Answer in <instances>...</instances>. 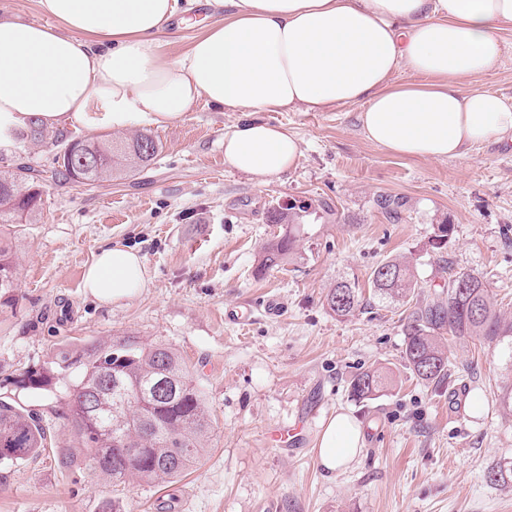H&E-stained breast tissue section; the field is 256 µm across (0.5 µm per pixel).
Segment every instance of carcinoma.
Listing matches in <instances>:
<instances>
[{
  "label": "carcinoma",
  "instance_id": "obj_1",
  "mask_svg": "<svg viewBox=\"0 0 512 512\" xmlns=\"http://www.w3.org/2000/svg\"><path fill=\"white\" fill-rule=\"evenodd\" d=\"M158 143L147 134L130 141L106 136L75 139L56 158L50 175L28 166L0 169V225L20 218L33 223L49 180L92 185L112 178L119 166L135 167L151 161ZM452 225L434 227L431 245L447 247ZM296 239L285 235L265 247L256 274L282 265ZM370 281L380 303L404 301L418 287L409 265L386 261L377 265ZM17 262L12 243L0 238V306L13 303ZM328 308L340 317L361 310L364 297L356 282L341 281L325 297ZM405 366L429 386L451 376L446 343L450 339L481 337L500 346L512 362V324L504 321L490 298V286L471 273L448 277L446 289L432 301L412 307L403 325ZM65 386L63 415L71 433L82 443L57 448L58 465L73 476L95 474L117 482H168L182 476L203 456L210 423L203 392L185 362L172 347L145 344L136 336L109 341L89 340L61 349L45 368L28 371L19 380L24 389L51 392ZM357 401L377 398L381 375L364 371L349 382ZM46 448V432L39 419L11 398H0V464L19 463ZM491 482L512 485V462L499 463L488 472Z\"/></svg>",
  "mask_w": 512,
  "mask_h": 512
}]
</instances>
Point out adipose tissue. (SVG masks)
<instances>
[{
  "label": "adipose tissue",
  "mask_w": 512,
  "mask_h": 512,
  "mask_svg": "<svg viewBox=\"0 0 512 512\" xmlns=\"http://www.w3.org/2000/svg\"><path fill=\"white\" fill-rule=\"evenodd\" d=\"M47 24L0 17V144L35 123L116 132L170 126L198 102L246 113L224 133V162L258 181L280 176L299 141L268 112L360 106L370 142L403 157L448 159L512 140V99L464 80L495 72L512 0H37ZM206 8L203 34L175 54L160 37ZM409 68L418 79L396 85ZM148 283L139 251L102 248L83 286L118 304ZM364 447L360 422L336 413L316 448L329 472Z\"/></svg>",
  "instance_id": "ef3b65f1"
}]
</instances>
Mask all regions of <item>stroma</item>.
<instances>
[{
    "mask_svg": "<svg viewBox=\"0 0 512 512\" xmlns=\"http://www.w3.org/2000/svg\"><path fill=\"white\" fill-rule=\"evenodd\" d=\"M356 106L270 112L295 134L294 169L258 182L224 163V132L237 112L198 103L176 124L155 130L157 157L93 186L49 182L36 223L16 241L14 307L0 310V396L40 415L51 445L0 464V512H512V486L488 479L512 462V411L498 401L512 375L499 346L478 338L448 344L449 385L433 390L406 368L402 303L376 304L342 319L325 305L337 281L358 282L385 260L409 262L417 300H432L452 273L491 285L492 302L512 322V142L487 141L444 160L406 158L368 141ZM85 128L47 131L40 141L0 148V166L49 170L60 142L100 137ZM398 199L388 216L380 198ZM309 203L293 224L271 210ZM453 232L444 253L433 228ZM296 237L288 262L254 274L264 247ZM121 243L145 258L149 282L134 299L102 305L83 288L98 250ZM277 296L281 308L263 305ZM246 307L252 320L228 321ZM132 335L174 348L194 372L211 424L208 448L170 483L124 484L86 475L73 480L55 460L77 447L55 395L17 387L57 348ZM379 370L391 384L355 401L348 384ZM463 411L448 416L457 393ZM361 422L358 459L328 473L315 448L337 412ZM304 443L280 448L267 434L299 418Z\"/></svg>",
    "mask_w": 512,
    "mask_h": 512,
    "instance_id": "obj_1",
    "label": "stroma"
}]
</instances>
